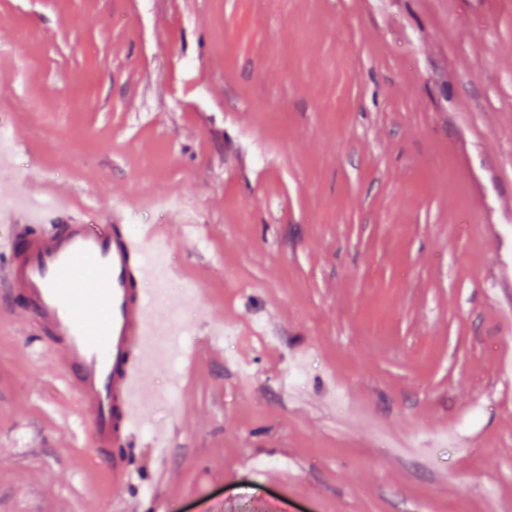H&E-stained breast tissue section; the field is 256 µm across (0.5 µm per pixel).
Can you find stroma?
Segmentation results:
<instances>
[{"mask_svg":"<svg viewBox=\"0 0 512 512\" xmlns=\"http://www.w3.org/2000/svg\"><path fill=\"white\" fill-rule=\"evenodd\" d=\"M0 117L18 193L167 225L194 355L116 491L0 297V512H512V0H0Z\"/></svg>","mask_w":512,"mask_h":512,"instance_id":"obj_1","label":"stroma"}]
</instances>
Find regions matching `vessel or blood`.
Returning <instances> with one entry per match:
<instances>
[{"label":"vessel or blood","mask_w":512,"mask_h":512,"mask_svg":"<svg viewBox=\"0 0 512 512\" xmlns=\"http://www.w3.org/2000/svg\"><path fill=\"white\" fill-rule=\"evenodd\" d=\"M56 206L64 220L54 227L29 213L0 283L26 298L28 314L51 336L52 362L72 382L78 416L119 490L133 476L121 448L152 403L148 377L163 364L161 339L172 333L159 314L165 297L156 283L176 273L157 268L149 251L159 229L90 224L63 197ZM86 261L91 268L80 273Z\"/></svg>","instance_id":"1"}]
</instances>
